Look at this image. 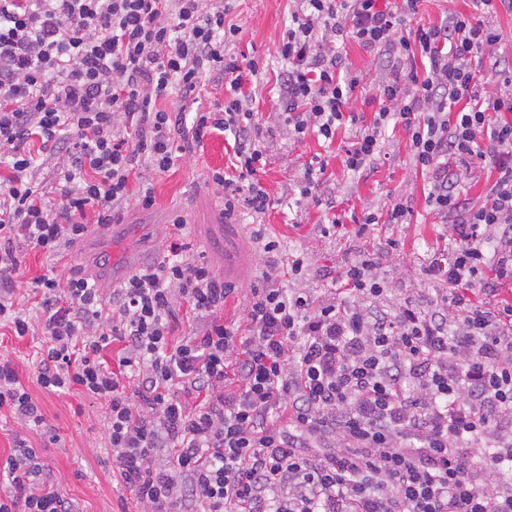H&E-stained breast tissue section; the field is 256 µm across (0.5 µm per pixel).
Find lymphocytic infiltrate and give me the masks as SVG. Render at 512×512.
<instances>
[{"label":"lymphocytic infiltrate","instance_id":"f902f5d3","mask_svg":"<svg viewBox=\"0 0 512 512\" xmlns=\"http://www.w3.org/2000/svg\"><path fill=\"white\" fill-rule=\"evenodd\" d=\"M418 3L293 0L277 53L289 136L328 144L354 121L359 84L340 75L332 39L387 48L406 69L377 86L343 164L370 165L388 128L408 138L449 222L447 260L422 268L430 303L407 290L388 304L365 251L319 294L272 269L240 289L173 242L107 296L82 270L48 268L31 311L16 288L22 247L51 260L127 204L152 208L142 169L167 172L213 135L234 138L232 171L211 173L225 217L274 202L249 91L259 64L227 54L240 28L224 0H0V327L42 335L41 388L105 400L109 466L141 512H512V303L496 299L512 283V74L472 66L497 29L454 14L413 30ZM211 83L223 96L208 108L166 107ZM486 161L498 177L468 203L458 185ZM233 298L238 325L221 317ZM179 303L196 318L182 336ZM0 411L20 429L0 461V512H76L26 439L50 425L5 358Z\"/></svg>","mask_w":512,"mask_h":512}]
</instances>
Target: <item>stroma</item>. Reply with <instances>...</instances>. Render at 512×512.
Here are the masks:
<instances>
[{"label": "stroma", "mask_w": 512, "mask_h": 512, "mask_svg": "<svg viewBox=\"0 0 512 512\" xmlns=\"http://www.w3.org/2000/svg\"><path fill=\"white\" fill-rule=\"evenodd\" d=\"M226 23L240 26V41L229 47L237 59L258 61L260 74L254 86L255 107L266 121L265 139L269 146L267 165L261 177L264 189L276 199L262 218L272 236L280 242L278 264L291 254L302 252L309 271L300 282L304 288L321 287L319 272H334L351 253L368 251L378 258L384 273L396 287H419L420 266L440 256L445 247L446 226L425 200V180L414 166L410 143L398 129L385 135L381 152L370 167L352 173L341 158L359 130L358 124L339 129L331 145L316 136L302 139L289 136L279 116V87L286 77V66L277 56V47L288 26L290 0H229ZM476 15L473 0H420L410 28L444 22L447 15ZM336 58L342 73L359 76L360 85L351 100V110L361 121H370L378 110L374 89L392 80L396 73L387 53L367 49L353 40L336 43ZM326 155V191L331 207H318L303 201L291 206L280 199L300 175L303 165L315 155ZM234 159L233 139L216 135L204 150L185 154L163 174L143 170L142 176L155 187L156 204L144 210L136 205L123 209L118 223L104 231H91L68 248L55 261L60 273L76 267L97 275L99 286L111 292L112 278H123L130 268L162 260L167 239L172 235L174 216L185 221L187 256L224 269V196L211 179L215 168L230 167ZM407 201L411 214L407 223L393 224L389 211L393 202ZM374 211L378 222L364 237H356L355 217ZM338 220L335 234L326 236L322 224ZM254 223L251 214H238L235 247L242 251L240 283L256 284L268 258L250 240ZM398 241L397 250L387 249L386 240ZM40 340L0 334V355L14 364L20 379L37 399L53 428L52 433H28L49 466L60 494L72 501L77 512H137V505L122 480L113 475L106 459L105 412L103 401L79 393L53 394L36 382Z\"/></svg>", "instance_id": "stroma-1"}]
</instances>
